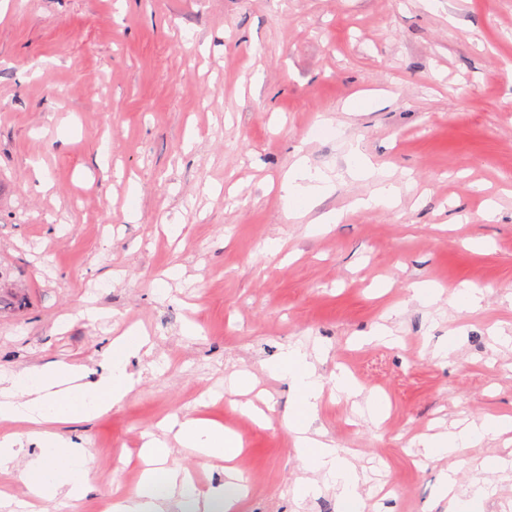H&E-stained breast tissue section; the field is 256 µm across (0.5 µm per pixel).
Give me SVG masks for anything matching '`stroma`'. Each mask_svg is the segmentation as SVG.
<instances>
[{"mask_svg": "<svg viewBox=\"0 0 512 512\" xmlns=\"http://www.w3.org/2000/svg\"><path fill=\"white\" fill-rule=\"evenodd\" d=\"M350 140L409 174L398 207L354 209L374 183L349 175ZM302 154L336 190L295 219L278 183ZM330 211L340 223L309 235ZM420 281L484 300L425 307ZM90 305L109 318H80ZM385 322L399 344L364 343ZM131 327L151 346L127 365L134 390L60 428L87 452V495L34 505L16 475L29 443L0 512H107L136 488L141 445L198 417L244 442L236 512H336L330 490L295 502L292 393L262 370L297 340L324 346L323 376L345 367L389 402L373 423L328 396L315 421L355 455L363 512H454L447 477L481 487L480 512H512V431L442 460L413 443L512 419V0H0V370L65 362L93 381ZM238 370L271 398L269 425L225 393ZM170 458L199 492L224 481L193 449Z\"/></svg>", "mask_w": 512, "mask_h": 512, "instance_id": "35a3bbf8", "label": "stroma"}]
</instances>
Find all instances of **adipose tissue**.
Returning a JSON list of instances; mask_svg holds the SVG:
<instances>
[{
  "mask_svg": "<svg viewBox=\"0 0 512 512\" xmlns=\"http://www.w3.org/2000/svg\"><path fill=\"white\" fill-rule=\"evenodd\" d=\"M349 154L356 159L351 175L376 184L368 197L357 200V207H396L400 188L392 174L377 170L361 157L357 145H350ZM335 189L332 178L313 170L304 155L295 160L281 182L288 211L297 216L306 211L310 201L330 195ZM147 344L145 333L134 327L115 337L104 354L103 372L93 382L86 381L81 367L67 363L0 372V469L8 468L23 448L24 439L11 433V426L28 425L31 428L28 440L37 444L39 453L20 471L19 478L33 498L41 501L61 495L73 500L83 498L89 490L88 457L84 448L60 436L55 427L104 414L123 402L135 387V380L127 370L128 360ZM323 353L319 346L290 345L265 366L270 375L287 378L294 391L285 422L293 436L294 448L309 472L308 477L297 480L295 497L302 501L328 487L336 492L337 512H362L364 504L355 464L340 455L333 442L314 429L313 422L329 386L347 397L360 399L361 415L381 416L385 405L375 395H363L346 372H336L331 380H324L318 370ZM504 429L500 421L487 419L454 432L422 437L419 444L424 456L441 459L455 456L466 445ZM171 430L180 444L206 459L224 462L223 484L198 495L189 472L169 463L167 443L151 439L140 450L147 469L133 492L113 502L112 512H185L189 507L196 512H233L238 498L247 492L239 470L233 465L242 450L241 437L205 418L173 424Z\"/></svg>",
  "mask_w": 512,
  "mask_h": 512,
  "instance_id": "adipose-tissue-1",
  "label": "adipose tissue"
}]
</instances>
